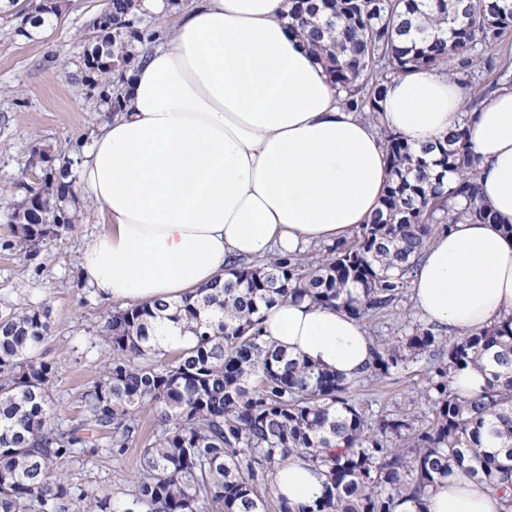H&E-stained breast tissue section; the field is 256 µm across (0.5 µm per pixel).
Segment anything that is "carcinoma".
Listing matches in <instances>:
<instances>
[{
    "label": "carcinoma",
    "instance_id": "obj_1",
    "mask_svg": "<svg viewBox=\"0 0 512 512\" xmlns=\"http://www.w3.org/2000/svg\"><path fill=\"white\" fill-rule=\"evenodd\" d=\"M20 31L51 23L59 5L18 6ZM112 26L85 55L90 80L105 88L152 37L139 24L141 0H106ZM288 25L322 64L341 103L376 119L386 82L411 67H452L450 75L479 104L512 68L490 51L512 32V0H289ZM392 178L372 221L323 250L285 253L233 265L232 277L173 305L117 310L103 332L112 362L80 396L82 417L52 421L55 367L37 354L45 315L0 311V512H268L271 474L299 455L323 469V494L308 512H395L406 502L424 512L426 493L457 472L495 492L512 512V317L445 339L406 317L398 336L374 346L368 377H387L424 354L433 357L422 396V424L398 409L372 419L355 403L356 380L319 369L259 336L263 309L307 298L359 319L395 311L405 300L422 250L461 219L496 220L480 201L478 159L462 123L418 151L380 128ZM453 181L446 182L447 176ZM72 184L57 181L55 201L34 219L19 205L4 247L36 256L43 241L79 221L60 203ZM194 336L174 352L156 347L161 314ZM488 372L476 396L450 387L453 371ZM156 413L142 472L117 507L53 477L58 461L106 447L121 453L142 434L138 413Z\"/></svg>",
    "mask_w": 512,
    "mask_h": 512
}]
</instances>
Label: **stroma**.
<instances>
[{"label":"stroma","instance_id":"35a3bbf8","mask_svg":"<svg viewBox=\"0 0 512 512\" xmlns=\"http://www.w3.org/2000/svg\"><path fill=\"white\" fill-rule=\"evenodd\" d=\"M104 2L60 0L50 26L29 37L17 31L11 12L0 13V243L11 238L10 217L27 188H41L47 168L61 167L67 158L71 174H78L95 134L112 119L99 88L86 81L83 65L92 39L87 25ZM68 206L78 212V224L45 241L36 259L0 250V306L32 307L46 316L49 329L40 352L56 364L51 413L65 428L79 421L80 394L112 360L100 330L116 309L78 276L81 251L99 229L97 206L77 193ZM425 367L419 360L386 379L365 382L356 397L376 415L399 408L427 420L430 408L415 401ZM140 417L145 431L123 454L89 462L72 458L55 466L54 477L120 504L152 441L154 413L147 408Z\"/></svg>","mask_w":512,"mask_h":512}]
</instances>
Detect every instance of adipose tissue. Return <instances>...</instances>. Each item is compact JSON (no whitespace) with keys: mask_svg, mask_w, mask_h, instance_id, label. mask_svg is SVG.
<instances>
[{"mask_svg":"<svg viewBox=\"0 0 512 512\" xmlns=\"http://www.w3.org/2000/svg\"><path fill=\"white\" fill-rule=\"evenodd\" d=\"M287 12V0H192L166 42L127 71L121 110L82 165L79 189L101 224L82 252V281L124 307L174 303L235 260L335 243L371 220L390 179L379 126L419 148L464 122L496 219L436 234L410 290L423 317L459 337L512 316V89L468 114L446 71L413 69L388 83L380 122L368 123L342 107ZM260 327L274 347L347 380L372 364L362 322L340 310L280 301ZM325 480L294 456L271 487L307 512ZM425 502L427 512L502 510L462 473Z\"/></svg>","mask_w":512,"mask_h":512,"instance_id":"1","label":"adipose tissue"}]
</instances>
